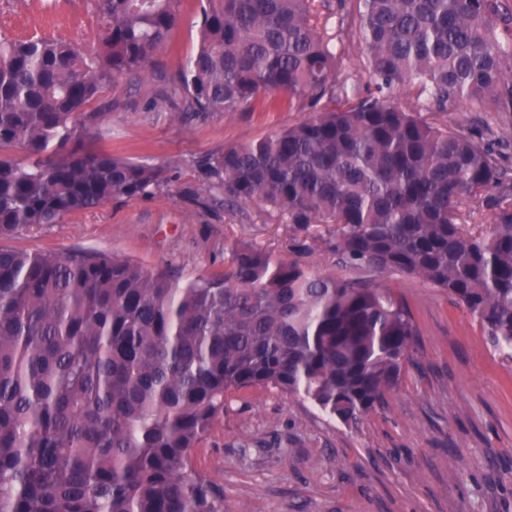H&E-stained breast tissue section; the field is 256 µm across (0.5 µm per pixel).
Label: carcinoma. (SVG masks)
<instances>
[{
    "label": "carcinoma",
    "mask_w": 512,
    "mask_h": 512,
    "mask_svg": "<svg viewBox=\"0 0 512 512\" xmlns=\"http://www.w3.org/2000/svg\"><path fill=\"white\" fill-rule=\"evenodd\" d=\"M102 49L0 35V237L146 196L159 166L88 149L102 89L148 72L180 0H98ZM314 0H206L179 74L181 110L326 107L205 160L224 202L287 224H336V266L242 246L224 273L179 285L105 253L0 248V512H224L190 451L232 391L272 386L338 419L384 403L418 330L373 276L445 291L512 349V50L505 0H360L376 92L341 95ZM417 83L429 112L485 114L476 131L433 126L382 93ZM19 148L25 157L4 155ZM465 198L492 211L458 222Z\"/></svg>",
    "instance_id": "carcinoma-1"
}]
</instances>
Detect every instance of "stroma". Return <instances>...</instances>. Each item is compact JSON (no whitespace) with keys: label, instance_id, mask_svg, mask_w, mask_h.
<instances>
[{"label":"stroma","instance_id":"stroma-1","mask_svg":"<svg viewBox=\"0 0 512 512\" xmlns=\"http://www.w3.org/2000/svg\"><path fill=\"white\" fill-rule=\"evenodd\" d=\"M205 0H182L168 45L142 79L121 80L90 108V143L161 166L152 194L103 206L0 238L26 252L105 253L166 272L178 284L224 271L232 249L252 245L336 272L332 224L301 230L258 204L213 198L204 159L295 125L309 107L215 112L177 120L178 100L162 101L193 53ZM96 0H0V32L52 36L101 46ZM339 80L365 91L360 39L336 46ZM404 301L418 327L411 356L383 407L345 423L273 387L231 392L190 453L224 495V512H512V359L447 293L419 278L376 277Z\"/></svg>","mask_w":512,"mask_h":512}]
</instances>
